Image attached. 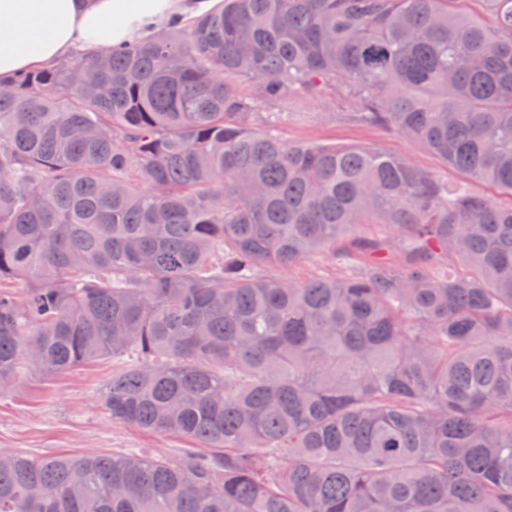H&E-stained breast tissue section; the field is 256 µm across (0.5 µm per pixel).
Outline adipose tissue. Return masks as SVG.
I'll return each mask as SVG.
<instances>
[{
    "mask_svg": "<svg viewBox=\"0 0 512 512\" xmlns=\"http://www.w3.org/2000/svg\"><path fill=\"white\" fill-rule=\"evenodd\" d=\"M214 0H0V79L54 64L74 47L103 51Z\"/></svg>",
    "mask_w": 512,
    "mask_h": 512,
    "instance_id": "obj_1",
    "label": "adipose tissue"
}]
</instances>
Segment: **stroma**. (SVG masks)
<instances>
[{
    "label": "stroma",
    "mask_w": 512,
    "mask_h": 512,
    "mask_svg": "<svg viewBox=\"0 0 512 512\" xmlns=\"http://www.w3.org/2000/svg\"><path fill=\"white\" fill-rule=\"evenodd\" d=\"M273 109L285 115L279 127L284 141L380 147L441 182L452 185L460 179L454 169L394 128L355 121V103L337 93L298 95L275 103ZM111 376L112 365L107 361L87 363L53 376L34 371L23 374L12 387L0 391V450L59 456L119 454L137 448L153 457L179 460L190 448L182 437L112 421L99 397Z\"/></svg>",
    "instance_id": "stroma-1"
}]
</instances>
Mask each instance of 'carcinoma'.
<instances>
[{
  "label": "carcinoma",
  "mask_w": 512,
  "mask_h": 512,
  "mask_svg": "<svg viewBox=\"0 0 512 512\" xmlns=\"http://www.w3.org/2000/svg\"><path fill=\"white\" fill-rule=\"evenodd\" d=\"M478 2L218 0L0 83V389L110 360L112 420L211 449L0 451V512H512V0ZM327 89L463 180L258 113ZM317 254L344 275L258 272Z\"/></svg>",
  "instance_id": "1"
}]
</instances>
